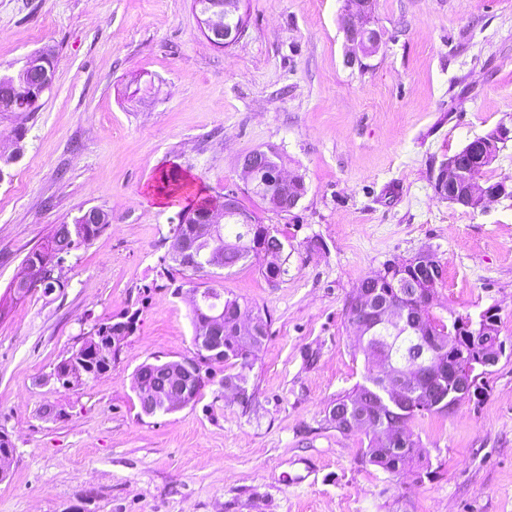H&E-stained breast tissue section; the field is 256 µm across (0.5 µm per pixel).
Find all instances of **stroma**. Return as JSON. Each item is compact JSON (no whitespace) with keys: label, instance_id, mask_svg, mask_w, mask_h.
<instances>
[{"label":"stroma","instance_id":"stroma-1","mask_svg":"<svg viewBox=\"0 0 512 512\" xmlns=\"http://www.w3.org/2000/svg\"><path fill=\"white\" fill-rule=\"evenodd\" d=\"M344 5L244 0V34L218 49L193 0H0V75L45 47L55 69L37 111L0 112V152L25 131L0 181V433L15 446L0 512H512V198L474 212L433 187L440 161L512 129V0H376L380 48L355 58ZM255 150L303 175L290 213L244 193ZM164 171L187 191L167 196ZM230 189L286 244L287 275L267 281L253 258L223 282L270 321L255 402L221 394L217 365L194 402L142 416L136 369L194 351L190 288L159 263L170 227ZM92 207L111 222L65 287L12 300L27 257ZM424 250L445 268L433 314L494 310L509 351L479 395L412 423L423 457L394 476L325 410L365 374L352 294ZM127 312L137 329L111 371L53 380L92 320Z\"/></svg>","mask_w":512,"mask_h":512}]
</instances>
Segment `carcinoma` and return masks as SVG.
Here are the masks:
<instances>
[{
    "label": "carcinoma",
    "instance_id": "cac0c4a2",
    "mask_svg": "<svg viewBox=\"0 0 512 512\" xmlns=\"http://www.w3.org/2000/svg\"><path fill=\"white\" fill-rule=\"evenodd\" d=\"M279 165L277 162L258 164L256 184L248 189L254 197L270 211L276 213L288 212V206L273 207L267 201V192L273 188L277 180ZM247 220L260 231L270 230L266 234L267 247L261 251L247 238V231L241 220ZM108 223L83 224L80 218H75L70 224L62 225V237L52 232L41 249L32 253L33 258L43 260L56 253L59 243L70 241L73 249L58 254L57 261L51 269L62 270L68 259L93 237L102 232ZM223 259L220 260L222 269H231L241 262L251 258H271L279 262L280 275L288 273L282 261L284 242L278 229L270 224H261L257 218L246 210L241 201H236V208L227 222L224 223ZM205 253L194 256L165 255L161 263L172 262L176 271L189 282L201 287L199 281H204L208 288H222L216 277L220 276L215 270L206 269ZM400 274L413 279L422 280L430 285L431 290L442 284L444 271L438 257L429 252L419 253L409 259L398 261L386 266L384 271L374 277L362 281L359 288H374L379 297L394 296V277ZM64 287L61 277L47 276L31 282L27 292L37 288L53 291ZM357 296H352L347 304L345 316L353 328L359 341L366 345L370 358L367 362L363 382L355 384L350 390L339 394L331 404L328 422L343 434H351L353 430L346 424L365 413L372 419L369 438L363 456L367 461L390 474H400L412 463L418 455V442L413 438L410 429L411 422L425 414H446L448 405L456 404L467 396L460 385L448 380V366L459 362L463 357H469L475 362L483 355L484 346L468 344V340L459 337L456 345L448 346V333L454 332L453 324L436 317L432 305L417 300L409 306L403 329L395 331L383 324H377L367 319L366 312L356 304ZM241 305L236 299H224V356L212 360L214 364H227L238 368L235 373L224 376L221 385L224 388L238 389L246 392L240 399L243 404H249L254 399V393L248 391L247 371L252 368L253 356L262 345L268 334V320L260 314L250 318L249 325L242 327L240 323ZM112 328L110 321H97L86 333L85 340L79 351H84L95 345V340L106 334ZM415 345H427L435 352V372L426 374L420 382L413 384L408 380L398 382V377L405 375V370L411 367V350ZM120 358V352L108 351L104 356L91 361L90 375L86 380L97 379L101 372L112 370ZM149 364L144 363L134 373L133 389L139 408L147 404H155L153 414H166L168 409L162 404L168 384L164 379L146 373ZM435 387V396H429L425 387Z\"/></svg>",
    "mask_w": 512,
    "mask_h": 512
}]
</instances>
